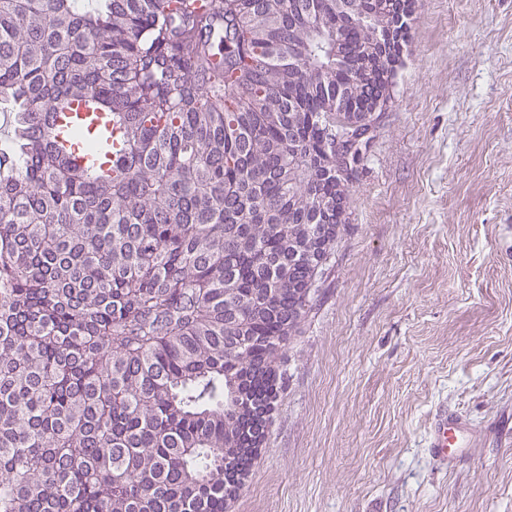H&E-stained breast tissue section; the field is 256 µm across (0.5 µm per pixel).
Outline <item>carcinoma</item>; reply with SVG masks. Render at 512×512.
<instances>
[{"label": "carcinoma", "instance_id": "cac0c4a2", "mask_svg": "<svg viewBox=\"0 0 512 512\" xmlns=\"http://www.w3.org/2000/svg\"><path fill=\"white\" fill-rule=\"evenodd\" d=\"M415 4L0 0V512H224L347 222L336 127L391 102ZM86 100L109 174L54 141ZM76 112H64L55 124V138L59 144L73 148L70 140L71 131L81 128L100 141H107L112 146V118L108 112H96L89 103L76 108Z\"/></svg>", "mask_w": 512, "mask_h": 512}]
</instances>
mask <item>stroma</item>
I'll return each mask as SVG.
<instances>
[{"instance_id": "1", "label": "stroma", "mask_w": 512, "mask_h": 512, "mask_svg": "<svg viewBox=\"0 0 512 512\" xmlns=\"http://www.w3.org/2000/svg\"><path fill=\"white\" fill-rule=\"evenodd\" d=\"M226 512H512V0H417ZM448 404L482 439L427 447Z\"/></svg>"}]
</instances>
